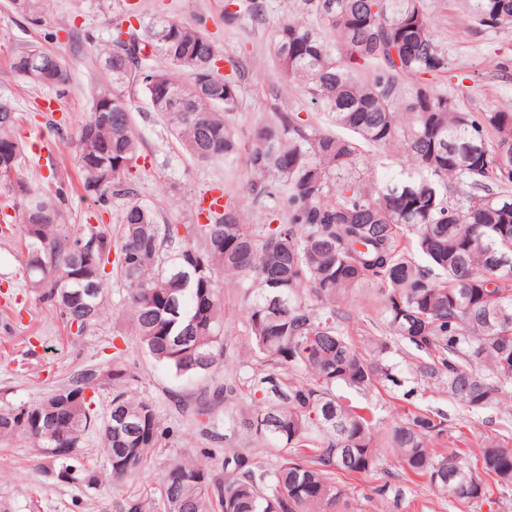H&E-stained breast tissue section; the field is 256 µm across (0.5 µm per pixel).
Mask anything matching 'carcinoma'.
Returning <instances> with one entry per match:
<instances>
[{
    "label": "carcinoma",
    "instance_id": "cac0c4a2",
    "mask_svg": "<svg viewBox=\"0 0 512 512\" xmlns=\"http://www.w3.org/2000/svg\"><path fill=\"white\" fill-rule=\"evenodd\" d=\"M13 13L43 22L40 0H11ZM268 0H222L221 18L262 25ZM430 0H301L300 16L270 35L284 82L316 107L279 104L242 137L233 123L244 64L223 54L206 28L162 15L143 23L123 3L96 61L112 81L95 87L73 141L86 195L121 205L117 233L90 222L68 230L55 199L57 171L37 184L23 173L16 110L0 112V234L19 227L22 276L35 301L81 336L109 313L105 285L119 277L120 314L141 350L186 379L220 368L229 340L220 279L246 289L247 359L213 399L189 414L219 439L244 436L265 448H226L220 465L174 459L159 479L162 512H348L343 478L380 472L372 494L398 502V477L416 476L464 508L499 503L512 490V443L483 436L478 450L441 410H403L385 435L373 409L349 397L404 389L392 357L415 362L416 382L444 391L470 413L512 400V112L474 114L440 91L448 54L435 41ZM470 22L512 27V0H473ZM160 57L165 66L152 63ZM230 71H225V67ZM34 86L61 88L68 72L38 44L12 58ZM180 73L178 79L174 73ZM143 94L179 149L205 164H243L246 190L269 202L261 231L238 198L216 186L220 209L196 202L195 223L162 224L133 180L142 142L131 120ZM112 99V109L101 102ZM367 148L400 152L407 167L379 182L362 168ZM408 240L409 247L401 245ZM112 269H107V266ZM363 283L380 300L364 349L344 332V302ZM121 349L73 373L34 404L0 411V439L24 437L57 481L75 473L89 488L117 490L174 435ZM111 390L106 411L99 396ZM240 408L224 416L216 403ZM102 443L104 470L77 468L87 434ZM388 449L396 471L379 470Z\"/></svg>",
    "mask_w": 512,
    "mask_h": 512
}]
</instances>
